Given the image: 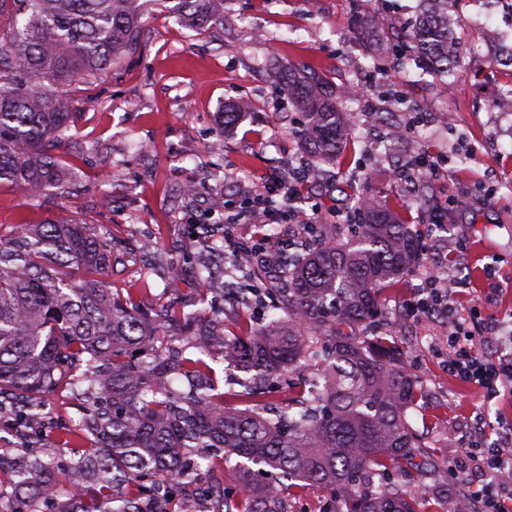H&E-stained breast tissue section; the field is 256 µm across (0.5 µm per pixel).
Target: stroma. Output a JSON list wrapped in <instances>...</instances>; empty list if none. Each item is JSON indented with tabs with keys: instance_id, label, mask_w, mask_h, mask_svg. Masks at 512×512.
<instances>
[{
	"instance_id": "stroma-1",
	"label": "stroma",
	"mask_w": 512,
	"mask_h": 512,
	"mask_svg": "<svg viewBox=\"0 0 512 512\" xmlns=\"http://www.w3.org/2000/svg\"><path fill=\"white\" fill-rule=\"evenodd\" d=\"M415 0H224V24L197 31L162 9L143 27L137 50L92 84L68 94L76 123L52 152L66 166L71 193L29 201L0 184V235L19 224L78 219L115 240L155 243L151 252L116 265L106 276L116 293L138 304L169 303L194 312L210 308L224 333H238L242 301L263 321L275 318L287 264L260 265L249 277L226 261H212L214 288L200 296L193 273L169 276L168 263L184 254L203 257L202 241L222 239L225 223L240 238L256 230L245 212L252 189L274 185L288 168L309 169L296 213H317L326 237L338 235L337 210L353 196L382 201L398 212L424 249L441 250L461 278L462 321L512 320V112L496 103L512 66L498 62L512 46V0H459L454 12L460 41L455 86L424 75L412 57L390 53L412 19ZM316 70L336 93V107L354 129L346 159L321 163L296 136L304 115L278 79L280 65ZM251 99L236 127L224 126V107ZM453 112L440 126L437 113ZM444 158L436 176L403 177L411 155ZM467 196L448 212L441 239L427 235L430 213ZM427 272L411 266L397 289L382 297L384 330L422 396L410 422L423 437L422 467L414 476L394 470L387 484L430 498L435 512H457L468 498V471L447 474L451 448L469 435V421L485 414L493 434L512 421V391L487 399L480 389L448 375V322L411 318L404 304ZM33 452L66 456L61 426L82 415L66 390L48 396Z\"/></svg>"
}]
</instances>
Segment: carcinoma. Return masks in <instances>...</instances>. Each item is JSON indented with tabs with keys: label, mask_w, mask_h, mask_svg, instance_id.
Masks as SVG:
<instances>
[{
	"label": "carcinoma",
	"mask_w": 512,
	"mask_h": 512,
	"mask_svg": "<svg viewBox=\"0 0 512 512\" xmlns=\"http://www.w3.org/2000/svg\"><path fill=\"white\" fill-rule=\"evenodd\" d=\"M456 0H418L403 35L427 73L454 79L457 42L448 23ZM206 30L224 25V0H0L10 32L0 36V183L35 197L69 193L62 161L48 149L76 113L62 88L94 78L142 38L154 5ZM280 75L308 124L302 149L324 162L343 154L350 125L335 91L319 74L288 63ZM361 224L324 239L302 225V253L288 269L279 320L241 316L244 336L229 338L207 317L178 308L152 316L112 293L103 277L125 251L90 224H20L0 236V401L18 400L29 416L65 389L89 400L85 415L60 433L72 453L67 480L52 459L22 449L0 453V512H182L171 496L154 505L163 483H192L193 448L240 458L238 496L212 486L210 512H291L303 483L336 489L359 484L337 512H430L429 498L376 485L391 469L414 464L408 412L420 389L385 339L372 335L381 294L417 260L420 241L385 204L359 207ZM222 361L259 379L280 378L302 364L313 375L288 386L278 416L214 383ZM186 380L182 392L172 383Z\"/></svg>",
	"instance_id": "1"
}]
</instances>
